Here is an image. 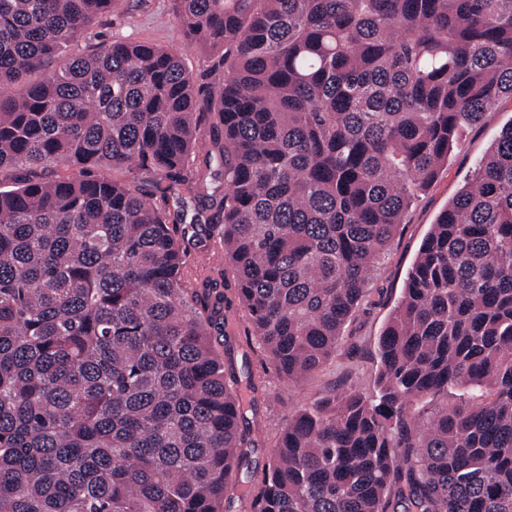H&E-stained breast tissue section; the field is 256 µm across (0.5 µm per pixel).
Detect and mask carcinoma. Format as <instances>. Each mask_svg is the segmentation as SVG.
I'll return each instance as SVG.
<instances>
[{"instance_id":"obj_1","label":"carcinoma","mask_w":512,"mask_h":512,"mask_svg":"<svg viewBox=\"0 0 512 512\" xmlns=\"http://www.w3.org/2000/svg\"><path fill=\"white\" fill-rule=\"evenodd\" d=\"M118 0H0V512H512V124L421 244L374 393L288 419L250 486L255 383L220 354L224 294L276 372L336 356L410 207L512 98V0H169L220 56L68 48ZM60 168L65 174L48 178ZM129 172L117 180L98 174ZM460 389L427 426L414 406Z\"/></svg>"}]
</instances>
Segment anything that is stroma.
<instances>
[{"label":"stroma","mask_w":512,"mask_h":512,"mask_svg":"<svg viewBox=\"0 0 512 512\" xmlns=\"http://www.w3.org/2000/svg\"><path fill=\"white\" fill-rule=\"evenodd\" d=\"M112 38L178 46L183 65L191 76L202 84L210 80L213 57L183 39L169 13L168 0H119L113 15L97 20L73 45L72 52L89 53L98 43ZM511 124L512 99H505L486 112L479 125L465 132L443 172L405 216L388 254L371 279L372 301L356 313L348 328L350 336L336 359L297 385H289L263 362L260 345L249 333L247 312L238 296L235 274L227 266L217 269L216 277L224 292L226 334L234 347L236 369L251 370L258 384L255 429L259 446L251 457L249 470L239 472L240 483H247L251 471L262 470L267 464L281 427L300 405L345 386L359 389L369 386L377 365V338L402 295L423 239L491 144Z\"/></svg>","instance_id":"stroma-1"}]
</instances>
